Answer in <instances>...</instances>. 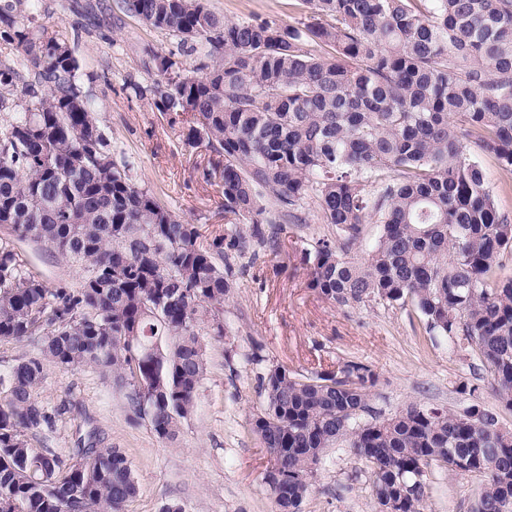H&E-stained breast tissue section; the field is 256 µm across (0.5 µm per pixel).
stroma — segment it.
Returning <instances> with one entry per match:
<instances>
[{
	"label": "stroma",
	"instance_id": "35a3bbf8",
	"mask_svg": "<svg viewBox=\"0 0 512 512\" xmlns=\"http://www.w3.org/2000/svg\"><path fill=\"white\" fill-rule=\"evenodd\" d=\"M79 2L44 0L40 21L74 49L82 88L97 104L114 160L178 218L196 224L204 242L223 235V183L201 175L212 152L186 145L184 125L171 124L150 99L132 91L152 82L144 68L148 52L176 49L175 40L127 15L121 0H103L108 10L98 23L78 11ZM209 6L231 20L288 24L311 16L300 0H209ZM273 232L276 249L231 261L235 288L224 308L230 334L209 341L197 407L175 444L160 441L148 425L129 426L124 396L92 368L52 367L39 397L58 416L53 430L31 436L32 445L65 453L93 434L100 447L124 451L139 486L128 512H161L172 499L186 512H275L262 482L264 453L249 431L263 403L259 377L269 366L311 375L361 362L377 376L369 401L373 415L389 416L412 402L453 411L476 401L512 428V411L501 407L488 377L479 374L476 352L442 337L430 340L425 319L412 307H339L309 288L317 240L336 236L316 204H309L306 223L277 224ZM21 255L47 283L78 287V273L52 252L26 245ZM465 384L476 386V393H461ZM479 483L476 476L433 468L427 512H473ZM370 491L367 464L336 448L316 472L302 512H371Z\"/></svg>",
	"mask_w": 512,
	"mask_h": 512
}]
</instances>
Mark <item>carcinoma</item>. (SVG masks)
Wrapping results in <instances>:
<instances>
[{"mask_svg": "<svg viewBox=\"0 0 512 512\" xmlns=\"http://www.w3.org/2000/svg\"><path fill=\"white\" fill-rule=\"evenodd\" d=\"M313 21L228 20L208 0H122L123 10L200 47L201 74L174 53L144 62L134 85L186 144L222 157L202 178L224 184L231 228L206 245L112 158L71 46L39 22L40 0H0V111L19 68L36 98L0 122V340L35 351L0 373V512H126L138 495L119 448H35L54 425L39 398L47 370L110 376L128 423L175 441L207 374V339L228 335L229 265L271 245L267 224H304L317 204L338 239L316 242L310 288L338 306L411 304L429 332L474 348L512 411V219L501 213L473 142L512 169V0H301ZM248 225L243 230L242 225ZM378 236L351 250L363 226ZM31 240L80 272L50 286L14 241ZM376 377L347 361L315 375L270 366L249 422L278 476L275 512H302L327 452L345 446L371 468L375 512H425L431 468L481 478L475 512H512V429L478 404H410L365 420Z\"/></svg>", "mask_w": 512, "mask_h": 512, "instance_id": "1", "label": "carcinoma"}]
</instances>
